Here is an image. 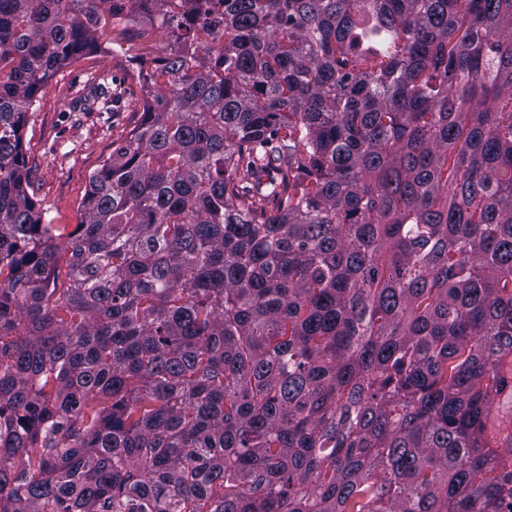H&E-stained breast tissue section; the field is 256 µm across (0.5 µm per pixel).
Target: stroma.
I'll list each match as a JSON object with an SVG mask.
<instances>
[{
  "instance_id": "1",
  "label": "stroma",
  "mask_w": 512,
  "mask_h": 512,
  "mask_svg": "<svg viewBox=\"0 0 512 512\" xmlns=\"http://www.w3.org/2000/svg\"><path fill=\"white\" fill-rule=\"evenodd\" d=\"M97 54L83 57L57 72L29 113L23 133V150L35 183L36 197L48 219L56 224L81 221V203L88 178L140 120L128 109V99L138 95L129 71L151 67L161 57V45L139 51L129 59L112 49V33L98 38ZM122 85L123 100L116 111L84 117L79 108L91 99L98 85Z\"/></svg>"
}]
</instances>
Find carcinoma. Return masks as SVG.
I'll return each mask as SVG.
<instances>
[{"label": "carcinoma", "mask_w": 512, "mask_h": 512, "mask_svg": "<svg viewBox=\"0 0 512 512\" xmlns=\"http://www.w3.org/2000/svg\"><path fill=\"white\" fill-rule=\"evenodd\" d=\"M167 35L73 230L49 80ZM512 0H0V512H512Z\"/></svg>", "instance_id": "1"}]
</instances>
